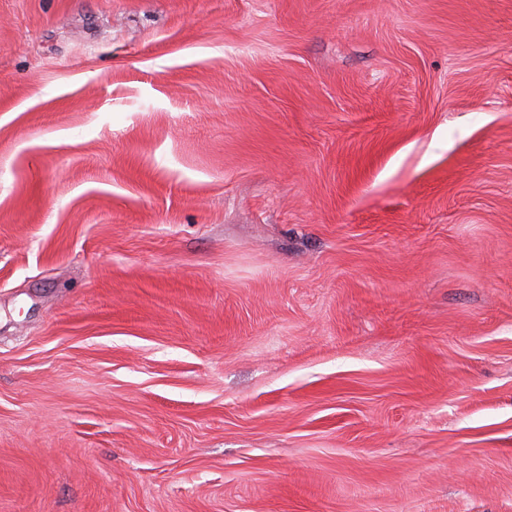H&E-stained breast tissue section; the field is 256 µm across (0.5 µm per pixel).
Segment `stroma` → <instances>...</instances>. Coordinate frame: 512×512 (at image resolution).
I'll return each mask as SVG.
<instances>
[{
  "label": "stroma",
  "instance_id": "obj_1",
  "mask_svg": "<svg viewBox=\"0 0 512 512\" xmlns=\"http://www.w3.org/2000/svg\"><path fill=\"white\" fill-rule=\"evenodd\" d=\"M0 512H512V0H0Z\"/></svg>",
  "mask_w": 512,
  "mask_h": 512
}]
</instances>
